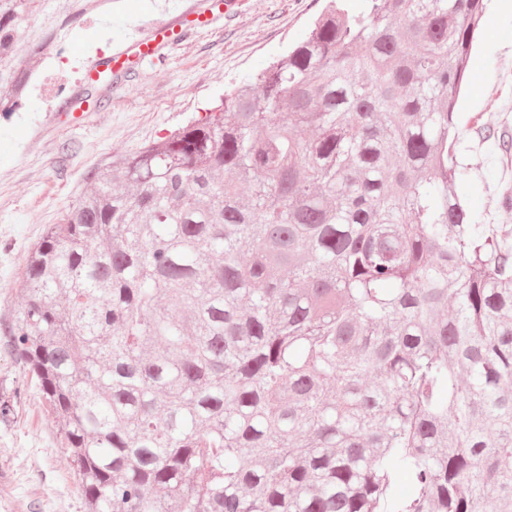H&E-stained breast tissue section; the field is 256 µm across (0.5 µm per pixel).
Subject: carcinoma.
Returning a JSON list of instances; mask_svg holds the SVG:
<instances>
[{
    "instance_id": "1",
    "label": "carcinoma",
    "mask_w": 512,
    "mask_h": 512,
    "mask_svg": "<svg viewBox=\"0 0 512 512\" xmlns=\"http://www.w3.org/2000/svg\"><path fill=\"white\" fill-rule=\"evenodd\" d=\"M48 2L0 0V112L85 15ZM485 9L327 0L47 227L7 345L87 512H512V228L454 153Z\"/></svg>"
}]
</instances>
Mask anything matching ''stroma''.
<instances>
[{
  "label": "stroma",
  "instance_id": "stroma-1",
  "mask_svg": "<svg viewBox=\"0 0 512 512\" xmlns=\"http://www.w3.org/2000/svg\"><path fill=\"white\" fill-rule=\"evenodd\" d=\"M200 0H121L96 22L69 26L68 48L48 59L71 81L55 102L29 88L19 109L0 113V512H86L59 425L41 403L38 382L4 341L21 304L18 282L46 225L58 223L88 187L91 170L113 157L167 139L204 117L230 86L252 81L308 30L324 0H236L217 24L163 50L158 61L113 71L90 101L82 96L98 62L156 27L191 12ZM492 37H479L469 83L456 110L457 159L469 174V204L486 223L512 225L502 209L512 188V157L484 140V125L512 129V13L489 0Z\"/></svg>",
  "mask_w": 512,
  "mask_h": 512
}]
</instances>
